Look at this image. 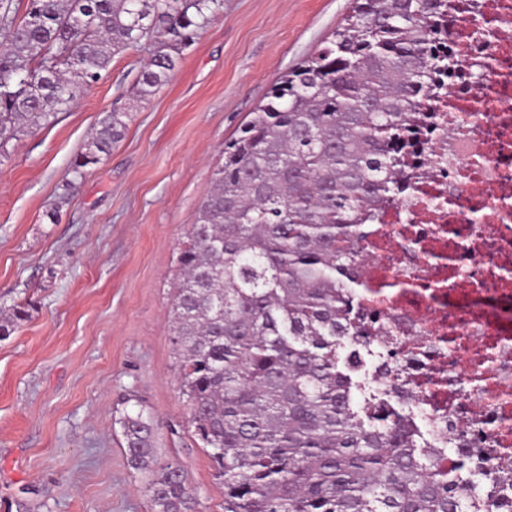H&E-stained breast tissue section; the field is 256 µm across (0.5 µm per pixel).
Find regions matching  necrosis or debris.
Listing matches in <instances>:
<instances>
[{
  "mask_svg": "<svg viewBox=\"0 0 512 512\" xmlns=\"http://www.w3.org/2000/svg\"><path fill=\"white\" fill-rule=\"evenodd\" d=\"M448 39L482 76L436 105L411 198L366 225L361 305L445 464L473 449L458 473L469 512H512V0L457 12Z\"/></svg>",
  "mask_w": 512,
  "mask_h": 512,
  "instance_id": "4bbe7bcc",
  "label": "necrosis or debris"
}]
</instances>
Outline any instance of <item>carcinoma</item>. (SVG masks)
Segmentation results:
<instances>
[{
	"mask_svg": "<svg viewBox=\"0 0 512 512\" xmlns=\"http://www.w3.org/2000/svg\"><path fill=\"white\" fill-rule=\"evenodd\" d=\"M223 0H0V155L49 126L112 56L154 44L141 101L168 82ZM454 0H353L316 54L285 74L224 144V163L180 249L170 311L194 434L224 484V512H465L420 429L388 401L389 360L355 378L371 336L356 297L364 225L414 190L433 106L462 63ZM104 113L79 173L126 130ZM27 317L17 304L0 335ZM132 468L152 512H194L181 468L161 463L154 424L124 412Z\"/></svg>",
	"mask_w": 512,
	"mask_h": 512,
	"instance_id": "carcinoma-1",
	"label": "carcinoma"
}]
</instances>
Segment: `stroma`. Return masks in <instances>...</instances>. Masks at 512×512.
<instances>
[{
  "instance_id": "obj_1",
  "label": "stroma",
  "mask_w": 512,
  "mask_h": 512,
  "mask_svg": "<svg viewBox=\"0 0 512 512\" xmlns=\"http://www.w3.org/2000/svg\"><path fill=\"white\" fill-rule=\"evenodd\" d=\"M223 3L148 101L132 97L144 42L0 157V308L31 304L0 339V512H151L150 476L129 466L118 424L139 409L198 512H224L172 342L181 243L225 142L351 0ZM124 104L123 139L73 173L102 113Z\"/></svg>"
}]
</instances>
